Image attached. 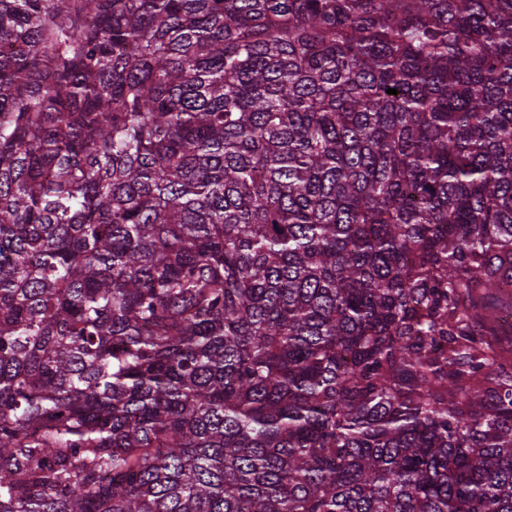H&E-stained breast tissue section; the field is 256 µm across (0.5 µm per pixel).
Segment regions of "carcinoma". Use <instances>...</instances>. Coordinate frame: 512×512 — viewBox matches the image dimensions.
<instances>
[{
  "label": "carcinoma",
  "instance_id": "cac0c4a2",
  "mask_svg": "<svg viewBox=\"0 0 512 512\" xmlns=\"http://www.w3.org/2000/svg\"><path fill=\"white\" fill-rule=\"evenodd\" d=\"M505 311L512 0H0V512H512Z\"/></svg>",
  "mask_w": 512,
  "mask_h": 512
}]
</instances>
